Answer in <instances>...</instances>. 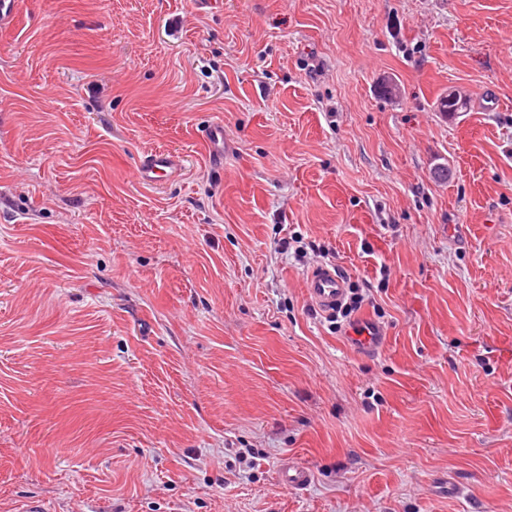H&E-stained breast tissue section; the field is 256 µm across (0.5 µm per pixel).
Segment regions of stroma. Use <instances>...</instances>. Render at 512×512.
<instances>
[{
	"instance_id": "35a3bbf8",
	"label": "stroma",
	"mask_w": 512,
	"mask_h": 512,
	"mask_svg": "<svg viewBox=\"0 0 512 512\" xmlns=\"http://www.w3.org/2000/svg\"><path fill=\"white\" fill-rule=\"evenodd\" d=\"M325 262L378 354L311 304ZM31 502L512 512V0H20L0 512ZM209 147V161L216 167L224 164V155L231 148L230 143L224 139V127L221 124L211 126L207 134ZM179 165L177 157L170 153L152 152L144 158L139 167V174L142 180L153 182L169 175L176 170ZM352 345L365 353H376L387 336L385 328L371 319H360L347 330ZM279 478L286 487L303 488L311 482L312 471L300 462L291 461L281 467Z\"/></svg>"
}]
</instances>
